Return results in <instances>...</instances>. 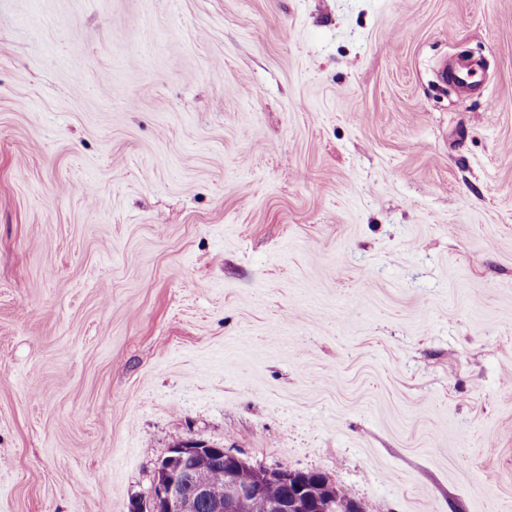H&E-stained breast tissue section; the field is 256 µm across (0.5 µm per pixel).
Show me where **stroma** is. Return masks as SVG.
I'll list each match as a JSON object with an SVG mask.
<instances>
[{
	"label": "stroma",
	"instance_id": "35a3bbf8",
	"mask_svg": "<svg viewBox=\"0 0 512 512\" xmlns=\"http://www.w3.org/2000/svg\"><path fill=\"white\" fill-rule=\"evenodd\" d=\"M186 441L512 512V0H0V512Z\"/></svg>",
	"mask_w": 512,
	"mask_h": 512
}]
</instances>
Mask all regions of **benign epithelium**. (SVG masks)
Instances as JSON below:
<instances>
[{"instance_id":"benign-epithelium-1","label":"benign epithelium","mask_w":512,"mask_h":512,"mask_svg":"<svg viewBox=\"0 0 512 512\" xmlns=\"http://www.w3.org/2000/svg\"><path fill=\"white\" fill-rule=\"evenodd\" d=\"M199 455L224 461L222 481H213L204 468L193 470L191 479L184 480L185 462ZM245 466L243 459L220 446L180 444L156 468L149 512H198L202 505L210 512H323L320 494H332L335 490V485L318 477L311 484H297L298 493L292 499L272 500L266 495V485L272 481L290 483L298 472L255 468L253 479L244 481L239 472Z\"/></svg>"}]
</instances>
